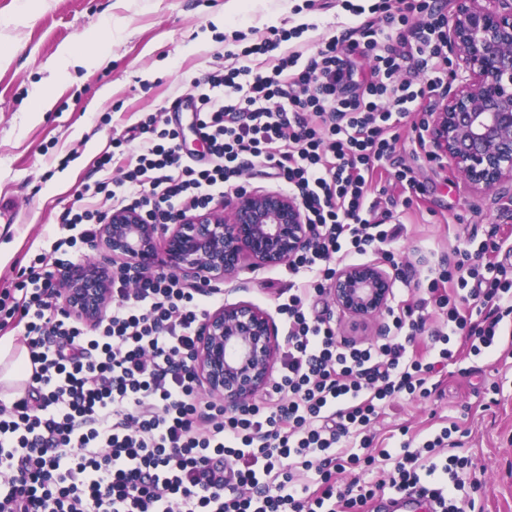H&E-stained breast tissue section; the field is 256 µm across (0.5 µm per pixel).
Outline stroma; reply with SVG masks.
<instances>
[{"mask_svg":"<svg viewBox=\"0 0 512 512\" xmlns=\"http://www.w3.org/2000/svg\"><path fill=\"white\" fill-rule=\"evenodd\" d=\"M228 0H0V47L11 56L0 64V196L19 204L17 223L0 233V291L11 287L19 268L52 252L69 232L61 226L93 163L113 137L146 114L169 108L189 93L216 57L230 50L233 32L256 39L269 27L313 24L308 43L353 24L339 0H246L226 16ZM84 42L98 53L94 69L73 64L53 73L49 63L60 45ZM111 87L104 100L97 93ZM48 90L49 112H26L34 90ZM421 113H412L394 161L374 178L370 191L379 212H392L402 227L391 244L394 297L418 300L455 258L458 248L477 250L494 228L512 231V186L476 194L438 160L420 157L412 141ZM409 168L416 191L405 190L396 170ZM301 276L279 266L242 272L223 283V299L247 301L275 312L277 298ZM339 339L365 342L387 335L392 319L353 324L329 299L319 302ZM431 397L399 398L374 422L378 445L407 428L422 442L457 424L452 438L470 460L468 482L481 489V512H512V355L494 354L447 367Z\"/></svg>","mask_w":512,"mask_h":512,"instance_id":"35a3bbf8","label":"stroma"}]
</instances>
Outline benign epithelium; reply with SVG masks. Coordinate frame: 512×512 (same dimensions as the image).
<instances>
[{
    "label": "benign epithelium",
    "instance_id": "obj_1",
    "mask_svg": "<svg viewBox=\"0 0 512 512\" xmlns=\"http://www.w3.org/2000/svg\"><path fill=\"white\" fill-rule=\"evenodd\" d=\"M455 86L429 113V153L471 191L487 194L512 183V0H457L448 18ZM99 243L141 273L158 264L189 286L230 281L240 272L288 265L313 245L300 200L281 190L235 195L227 208L189 213L174 224H147L139 212L114 209ZM112 271L86 257L62 281L69 312L92 325L112 303ZM394 280L379 262L337 270L332 304L367 323L390 308ZM280 343L270 314L245 301L224 303L201 324L194 369L209 395L234 411L270 383Z\"/></svg>",
    "mask_w": 512,
    "mask_h": 512
}]
</instances>
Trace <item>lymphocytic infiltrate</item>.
Returning <instances> with one entry per match:
<instances>
[{"mask_svg":"<svg viewBox=\"0 0 512 512\" xmlns=\"http://www.w3.org/2000/svg\"><path fill=\"white\" fill-rule=\"evenodd\" d=\"M357 20L322 38L310 55L291 40L310 24L271 28L244 42L235 35L230 65L214 63L194 82L205 159L187 149L180 128L150 113L113 138L84 184L82 206L63 225L96 239L107 214L92 202L131 208L154 224L240 192L244 167L257 166L302 202L315 245L289 264L306 280L277 311L286 329L282 368L263 401L228 412L201 401L192 367L207 310L197 289L172 272L142 276L129 289L112 277L113 305L88 327L57 299L42 254L0 292V323L19 328L35 370L24 393L0 401V512H369L385 490L430 495L435 512H463L467 457L447 453L452 431L415 445L374 449L372 421L396 397H429L437 366L496 352L512 325V238L490 234L429 285L442 318L425 353L412 345L424 326L408 301L391 310L393 332L348 343L314 308L336 274L334 261L387 246L401 233L375 219L368 177L389 161L411 113L426 111L448 69V17L433 0H343ZM425 16L413 41L400 28ZM371 62L362 92L351 90L347 52ZM416 76L399 79L407 61ZM140 140L126 153L128 138ZM394 467L375 482L341 487L337 474ZM313 482H303L307 472ZM252 496H241V487Z\"/></svg>","mask_w":512,"mask_h":512,"instance_id":"obj_1","label":"lymphocytic infiltrate"}]
</instances>
